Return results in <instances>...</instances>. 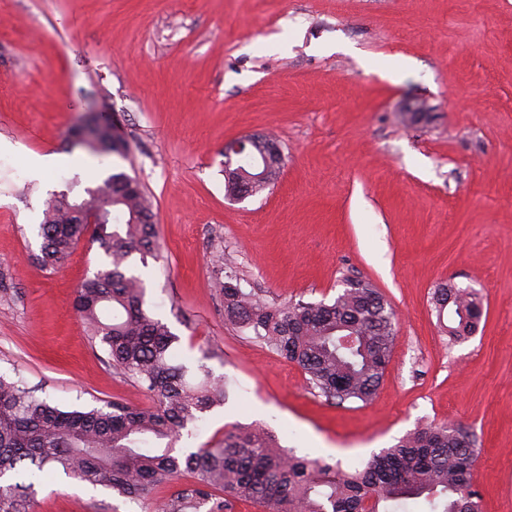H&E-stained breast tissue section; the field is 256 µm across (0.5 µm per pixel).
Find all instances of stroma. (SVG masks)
<instances>
[{"instance_id":"obj_1","label":"stroma","mask_w":512,"mask_h":512,"mask_svg":"<svg viewBox=\"0 0 512 512\" xmlns=\"http://www.w3.org/2000/svg\"><path fill=\"white\" fill-rule=\"evenodd\" d=\"M2 15L0 139L74 166L41 181L0 154V374L65 407L150 405L73 308L102 251L81 241L53 273L36 260L46 201L124 172L151 198L161 246L136 269L147 308L187 366L230 382L188 426L192 445L257 423L347 467L452 424L479 448L481 512H512V0H0ZM93 112L127 135V157L104 168L66 141ZM268 133L277 180L229 197L225 143ZM230 271L279 304L372 282L397 315L373 399L327 401L231 323ZM445 285L480 294L471 337L441 332ZM147 508L60 475L31 500V512Z\"/></svg>"}]
</instances>
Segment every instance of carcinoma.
I'll return each mask as SVG.
<instances>
[{
    "instance_id": "carcinoma-1",
    "label": "carcinoma",
    "mask_w": 512,
    "mask_h": 512,
    "mask_svg": "<svg viewBox=\"0 0 512 512\" xmlns=\"http://www.w3.org/2000/svg\"><path fill=\"white\" fill-rule=\"evenodd\" d=\"M71 148L101 157L126 156L119 125L74 129ZM224 178L225 190L256 195L277 179H255L252 152ZM85 201L101 208L102 223L88 232L76 222L65 193L50 200L39 233L40 266L60 268L86 234L107 259L78 288L74 307L91 343H100L112 366L153 399L148 407L118 402L65 409L37 395L20 378L0 375V512H29L37 484L55 471L125 498L148 499L160 484L176 482L153 512H234L249 501L262 512H389L401 500L423 499L429 512H481L472 482L475 441L453 425H429L365 464L343 469L322 458L299 456L260 427L224 432V439L193 451L176 447L180 431L228 398V381L206 366L192 372L177 356L180 337L145 308L144 281L130 272L158 250L154 212L141 186L112 173L86 189ZM222 283L224 313L255 339L308 375L311 388L337 404L368 403L390 362L396 313L371 283L347 278L333 302L267 303L240 288L237 275ZM437 322L458 340L472 334L483 302L469 288L438 289ZM189 476L183 482L181 477Z\"/></svg>"
}]
</instances>
